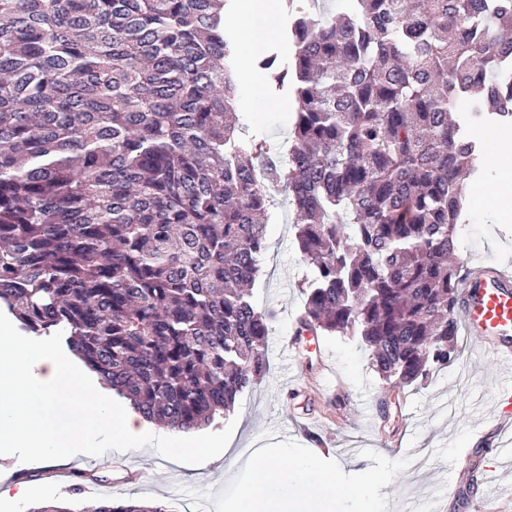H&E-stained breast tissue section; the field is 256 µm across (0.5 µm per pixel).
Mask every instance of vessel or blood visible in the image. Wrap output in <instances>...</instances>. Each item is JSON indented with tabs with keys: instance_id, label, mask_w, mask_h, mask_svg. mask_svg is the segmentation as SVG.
Listing matches in <instances>:
<instances>
[{
	"instance_id": "obj_1",
	"label": "vessel or blood",
	"mask_w": 512,
	"mask_h": 512,
	"mask_svg": "<svg viewBox=\"0 0 512 512\" xmlns=\"http://www.w3.org/2000/svg\"><path fill=\"white\" fill-rule=\"evenodd\" d=\"M458 315L467 336L498 367L512 371V273L490 261L470 263L459 291ZM496 416L483 435L499 438L512 427V385L499 392Z\"/></svg>"
}]
</instances>
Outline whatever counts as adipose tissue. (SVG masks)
Listing matches in <instances>:
<instances>
[{
	"mask_svg": "<svg viewBox=\"0 0 512 512\" xmlns=\"http://www.w3.org/2000/svg\"><path fill=\"white\" fill-rule=\"evenodd\" d=\"M278 0H241L239 46L256 53L275 34ZM250 480L237 498L234 512H340L337 476L318 458L284 459L266 450L247 460Z\"/></svg>",
	"mask_w": 512,
	"mask_h": 512,
	"instance_id": "1",
	"label": "adipose tissue"
}]
</instances>
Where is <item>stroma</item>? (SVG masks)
<instances>
[{
  "mask_svg": "<svg viewBox=\"0 0 512 512\" xmlns=\"http://www.w3.org/2000/svg\"><path fill=\"white\" fill-rule=\"evenodd\" d=\"M241 138H264L279 152L288 150L292 94L268 99L265 86L255 85V66H238ZM512 138V126L484 130L478 137L487 155L483 174L468 188L466 212L458 234V260H491L512 269V223L498 218L492 201L500 183L502 159L497 142ZM294 213L286 200L270 209L268 249L253 289V302L269 327L267 373L242 393L230 415L216 417L212 427L233 426L228 454L209 464L186 465L162 458L153 447L110 455L74 456L54 475L40 474L33 463L0 455L8 480H25L34 487L32 499L1 501L0 512H28L32 504L78 497L81 505L129 499L162 501L170 512H225L248 478L249 449L266 444L289 454H320L340 468L347 493L343 512H360L356 495L361 468L392 472L426 449L428 465L401 483L369 488L387 512H474L483 496L481 474L493 465V455L474 459L466 476H459V454L470 447L474 433L492 419L494 398L503 373L490 355L473 350L468 336L457 339L458 354L447 368L433 372L422 384L390 388L372 366L368 351L353 336H320L302 341L293 352L280 348L292 336L303 310L305 281L310 271L295 238ZM98 475L82 493L73 494L74 475ZM463 494L451 499L454 483Z\"/></svg>",
  "mask_w": 512,
  "mask_h": 512,
  "instance_id": "obj_1",
  "label": "stroma"
}]
</instances>
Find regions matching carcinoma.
I'll return each instance as SVG.
<instances>
[{"mask_svg":"<svg viewBox=\"0 0 512 512\" xmlns=\"http://www.w3.org/2000/svg\"><path fill=\"white\" fill-rule=\"evenodd\" d=\"M228 2L0 0V304L180 431L266 374L274 189L312 270L300 325L360 337L393 388L447 367L470 130L512 125V0H284L291 67L257 66L293 92L288 153L244 140Z\"/></svg>","mask_w":512,"mask_h":512,"instance_id":"cac0c4a2","label":"carcinoma"}]
</instances>
